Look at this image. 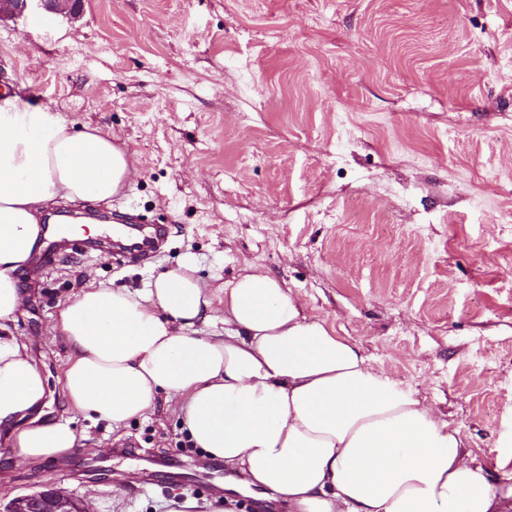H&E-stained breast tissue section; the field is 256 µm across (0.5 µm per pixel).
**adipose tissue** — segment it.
<instances>
[{
    "label": "adipose tissue",
    "instance_id": "1",
    "mask_svg": "<svg viewBox=\"0 0 512 512\" xmlns=\"http://www.w3.org/2000/svg\"><path fill=\"white\" fill-rule=\"evenodd\" d=\"M134 168L112 133L73 128L22 88L0 91V446L10 456L64 457L78 441L70 421L43 420L47 381L10 327L31 296L22 275L44 214L110 203ZM52 330L69 348L74 409L119 428L178 398L195 447L289 512H500L512 498L458 430L369 367L357 344L308 321L271 275L246 270L214 287L187 259L135 293L83 286Z\"/></svg>",
    "mask_w": 512,
    "mask_h": 512
}]
</instances>
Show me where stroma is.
<instances>
[{
	"label": "stroma",
	"instance_id": "35a3bbf8",
	"mask_svg": "<svg viewBox=\"0 0 512 512\" xmlns=\"http://www.w3.org/2000/svg\"><path fill=\"white\" fill-rule=\"evenodd\" d=\"M10 82L134 154L124 192L85 215L168 239L146 260L74 237L31 261L11 328L78 443L1 467V501L51 484L87 512H282L203 461L176 399L115 430L63 392L60 306L188 256L210 282L278 278L512 483V0H86L0 22ZM42 5L44 14L66 13L74 18L80 17L84 0H37Z\"/></svg>",
	"mask_w": 512,
	"mask_h": 512
}]
</instances>
